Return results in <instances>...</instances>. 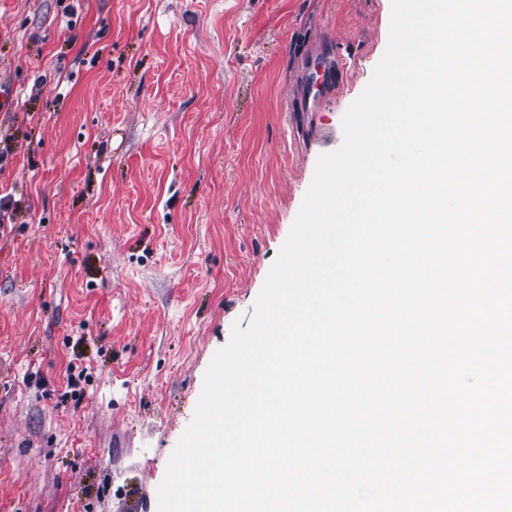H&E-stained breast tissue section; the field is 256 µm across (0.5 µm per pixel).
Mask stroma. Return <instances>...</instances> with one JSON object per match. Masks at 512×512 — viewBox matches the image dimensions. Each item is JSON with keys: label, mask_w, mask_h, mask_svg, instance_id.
Listing matches in <instances>:
<instances>
[{"label": "stroma", "mask_w": 512, "mask_h": 512, "mask_svg": "<svg viewBox=\"0 0 512 512\" xmlns=\"http://www.w3.org/2000/svg\"><path fill=\"white\" fill-rule=\"evenodd\" d=\"M390 20L391 0H0V512H157ZM319 47L345 69L295 111Z\"/></svg>", "instance_id": "stroma-1"}]
</instances>
